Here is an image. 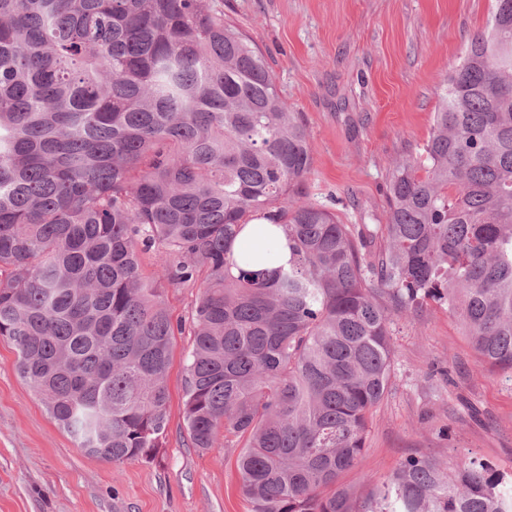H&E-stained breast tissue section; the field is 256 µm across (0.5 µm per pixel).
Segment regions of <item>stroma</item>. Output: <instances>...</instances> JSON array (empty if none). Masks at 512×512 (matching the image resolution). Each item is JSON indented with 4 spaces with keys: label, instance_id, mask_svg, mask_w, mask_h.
<instances>
[{
    "label": "stroma",
    "instance_id": "1",
    "mask_svg": "<svg viewBox=\"0 0 512 512\" xmlns=\"http://www.w3.org/2000/svg\"><path fill=\"white\" fill-rule=\"evenodd\" d=\"M492 0H224V20L266 58L281 97L302 113L310 201L343 224L387 221L399 161L419 158L439 83L483 32ZM389 390L341 482L357 495L410 454L455 467L477 457L512 470V384L485 369L447 306L393 318ZM188 335L168 373L169 425L155 461L84 454L18 375L0 340V512H248L238 449L202 451L183 420ZM449 436H441L440 427Z\"/></svg>",
    "mask_w": 512,
    "mask_h": 512
}]
</instances>
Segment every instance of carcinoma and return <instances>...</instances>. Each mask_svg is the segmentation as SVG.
<instances>
[{"mask_svg":"<svg viewBox=\"0 0 512 512\" xmlns=\"http://www.w3.org/2000/svg\"><path fill=\"white\" fill-rule=\"evenodd\" d=\"M312 164L222 0H0V338L20 378L85 454L154 460L184 331L163 288H197L184 422L193 448L241 449L250 512H512V473L479 458L408 455L364 497L340 482L393 316L448 306L512 383V0L443 80L387 223L306 200ZM256 219L263 249H237Z\"/></svg>","mask_w":512,"mask_h":512,"instance_id":"1","label":"carcinoma"}]
</instances>
